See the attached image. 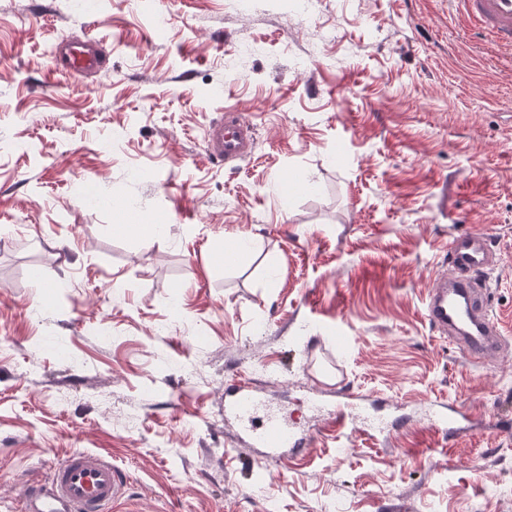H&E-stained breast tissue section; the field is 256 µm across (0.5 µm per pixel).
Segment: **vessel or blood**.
Masks as SVG:
<instances>
[{
  "instance_id": "b4317fda",
  "label": "vessel or blood",
  "mask_w": 512,
  "mask_h": 512,
  "mask_svg": "<svg viewBox=\"0 0 512 512\" xmlns=\"http://www.w3.org/2000/svg\"><path fill=\"white\" fill-rule=\"evenodd\" d=\"M456 10L487 41L512 51V0H454ZM55 71L85 76L97 73L102 60L95 40L54 48ZM211 157L227 162L245 158L253 144V128L235 113L212 124L206 132ZM494 253L483 233L470 231L448 244V268L438 275L426 311L441 334L460 341L470 357L481 362L496 352L501 336L486 312V285L480 274L492 265ZM224 418L239 428L238 444L255 456L287 455L302 439L249 382L225 392ZM126 477L110 456L71 451L48 480L25 484L20 512H112L124 494Z\"/></svg>"
}]
</instances>
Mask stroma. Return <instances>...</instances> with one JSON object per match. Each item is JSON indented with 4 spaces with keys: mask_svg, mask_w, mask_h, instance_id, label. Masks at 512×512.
Wrapping results in <instances>:
<instances>
[{
    "mask_svg": "<svg viewBox=\"0 0 512 512\" xmlns=\"http://www.w3.org/2000/svg\"><path fill=\"white\" fill-rule=\"evenodd\" d=\"M90 38L104 73H51ZM229 111L256 145L224 163ZM466 230L483 364L426 316ZM241 377L306 446L237 450ZM341 392L382 438L330 428ZM75 448L126 475L112 512H512V54L449 0H0V512ZM235 112H227L224 120L209 126L206 132L211 157L225 162L245 158L253 144V127Z\"/></svg>",
    "mask_w": 512,
    "mask_h": 512,
    "instance_id": "1",
    "label": "stroma"
}]
</instances>
